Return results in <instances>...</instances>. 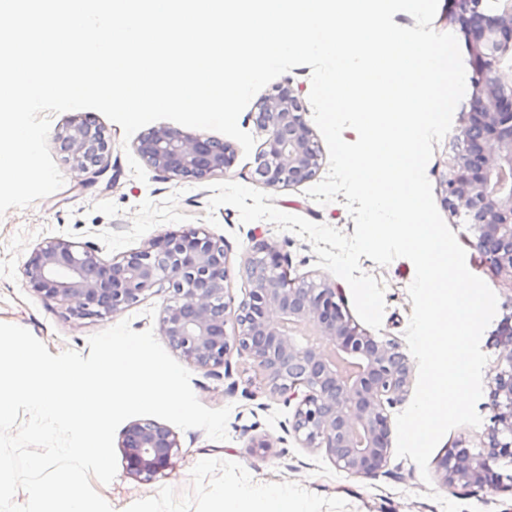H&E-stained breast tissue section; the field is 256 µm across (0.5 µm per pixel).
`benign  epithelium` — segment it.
<instances>
[{
	"mask_svg": "<svg viewBox=\"0 0 512 512\" xmlns=\"http://www.w3.org/2000/svg\"><path fill=\"white\" fill-rule=\"evenodd\" d=\"M452 2L471 42L473 91L454 129L462 148L445 180L444 203L454 213L465 210L479 250L511 271L512 86L503 82L499 64L512 48V11L491 15L480 11L481 0ZM255 122L265 134L256 159L261 185L276 190L315 176L322 155L291 80L259 101ZM59 139L73 169L89 174L83 183L95 184L107 173L110 146L90 122L66 128ZM135 149L149 168L177 180H206L235 161L224 143L170 126L149 129ZM226 263L224 240L181 230L110 262L89 246L46 241L31 253L24 275L46 298L77 301L71 312L84 317L114 314L167 286L159 326L173 351L209 370L224 366L234 347L248 352L266 372L271 392L294 405L292 431L305 447L324 450L348 473H377L390 454L386 406L400 401L409 384L399 346L352 326L335 286L308 277L283 280L282 256L265 241L256 243L243 268L248 293L235 310L239 330L230 337ZM495 336L502 350L489 444L477 454L456 448L442 457L437 468L448 485L495 487L503 480L497 465L512 461V316ZM177 447L167 425L133 422L123 434L126 470L149 481L172 467Z\"/></svg>",
	"mask_w": 512,
	"mask_h": 512,
	"instance_id": "obj_1",
	"label": "benign epithelium"
}]
</instances>
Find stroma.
<instances>
[{
  "instance_id": "obj_1",
  "label": "stroma",
  "mask_w": 512,
  "mask_h": 512,
  "mask_svg": "<svg viewBox=\"0 0 512 512\" xmlns=\"http://www.w3.org/2000/svg\"><path fill=\"white\" fill-rule=\"evenodd\" d=\"M91 120L108 140L106 158L109 182L84 184L72 170L60 148L58 135L70 123ZM233 166L214 175L212 181H182L148 172L146 181L135 179L123 149V131L103 114L92 109L53 115L48 137L50 153L64 177L63 186L31 205L12 208L0 217V323L29 330L50 354L74 349L89 355L91 335L129 320L133 330L158 329L168 302L164 288H153L141 300L122 311L102 317L77 318L66 303L44 298L29 287L24 264L31 251L50 239H63L79 246H94L106 261L146 247L171 230L201 228L223 239L227 252L226 295L241 301L248 291L242 270L261 240L276 245L284 257L282 266L290 277L307 276L340 288L341 306L349 320H356L349 287L344 280L319 268L311 245L290 231L277 230L266 220L241 223L238 211L229 205L210 208V182L234 181L254 186L255 156L245 155L236 140H229ZM307 184L274 191L273 203L281 211L326 223L353 235L355 223L344 194L322 205L307 194ZM440 215L464 247L469 270L482 278L498 299V316L512 315V272L491 265L477 250L473 232L462 215L442 207ZM361 268L385 285V312L376 336L405 345V331L413 310L408 288L415 276L412 262L398 258L381 267L361 258ZM488 325L481 349L488 357L483 372L485 395L477 403L481 423L476 427L451 429L440 441L420 472L410 459L390 456L386 466L368 476H354L338 469L317 448L303 447L291 429L293 410L271 393L257 362L247 353L231 351L219 372L191 368V386L206 407H230L228 438L210 440L198 428L175 429L178 452L171 469L151 481H142L118 468L113 482L96 484V491L113 512H252L250 501H221L214 497L220 487H269L287 492L296 512H442L441 499L481 512H512V462L499 464L502 483L495 488L445 485L437 461L455 448L481 451L488 442L493 415L490 397L499 348ZM256 437L269 439L266 450L251 448ZM435 498H428V491Z\"/></svg>"
}]
</instances>
